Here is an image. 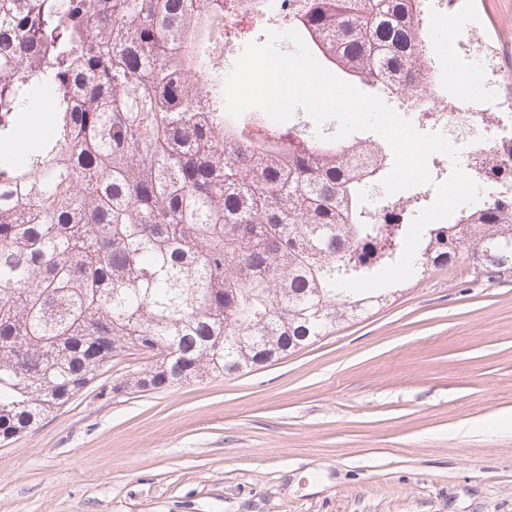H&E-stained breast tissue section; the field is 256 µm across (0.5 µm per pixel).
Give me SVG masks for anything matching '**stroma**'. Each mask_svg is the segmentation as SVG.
Instances as JSON below:
<instances>
[{
    "instance_id": "35a3bbf8",
    "label": "stroma",
    "mask_w": 512,
    "mask_h": 512,
    "mask_svg": "<svg viewBox=\"0 0 512 512\" xmlns=\"http://www.w3.org/2000/svg\"><path fill=\"white\" fill-rule=\"evenodd\" d=\"M512 77V0H460ZM112 360L0 444V512H512V272L405 278L383 305L228 378L113 391Z\"/></svg>"
}]
</instances>
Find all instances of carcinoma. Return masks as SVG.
I'll return each instance as SVG.
<instances>
[{"label":"carcinoma","instance_id":"cac0c4a2","mask_svg":"<svg viewBox=\"0 0 512 512\" xmlns=\"http://www.w3.org/2000/svg\"><path fill=\"white\" fill-rule=\"evenodd\" d=\"M424 0H0V437L37 426L133 351L142 390L225 378L382 304L395 272L466 251L512 272V182L498 152L477 202L415 226L428 192L385 196L371 137L284 135L224 112L222 43L298 33L314 59L383 100L415 99L435 54ZM249 15L250 31L224 30ZM44 99L50 133L13 141ZM384 196L379 216L366 207Z\"/></svg>","mask_w":512,"mask_h":512}]
</instances>
